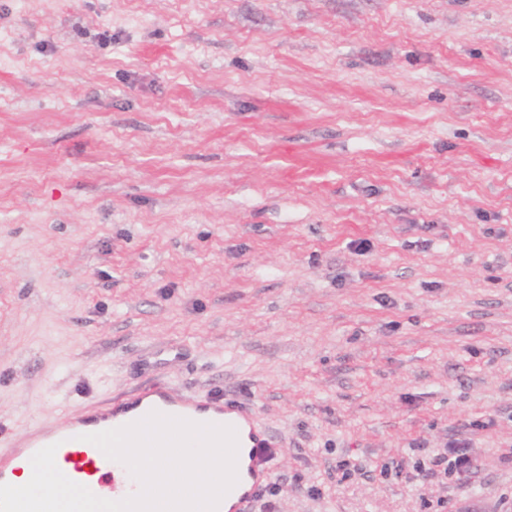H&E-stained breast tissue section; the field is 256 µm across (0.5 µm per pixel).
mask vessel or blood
Instances as JSON below:
<instances>
[{
  "label": "vessel or blood",
  "instance_id": "b4317fda",
  "mask_svg": "<svg viewBox=\"0 0 512 512\" xmlns=\"http://www.w3.org/2000/svg\"><path fill=\"white\" fill-rule=\"evenodd\" d=\"M154 411L195 423L247 430L249 442L239 446L237 457L245 461L250 483L244 490L233 489L228 493L233 500L228 512H247L254 497L271 481L273 468L267 451L275 446L272 437L258 423L253 411L241 403L220 396L203 400L177 398L161 382L137 390L119 409L87 413L66 427L51 432L32 429L20 446L10 448L6 453L0 452V484L12 483L16 472L15 458L35 454L53 444L57 447L56 465L62 467L70 480L93 488L96 496L118 501L136 494L139 488L125 465L117 461L103 464L100 450L94 444L87 442L77 449L73 443L78 436L116 429L121 423L136 422Z\"/></svg>",
  "mask_w": 512,
  "mask_h": 512
}]
</instances>
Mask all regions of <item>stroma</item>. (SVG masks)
I'll return each mask as SVG.
<instances>
[{
  "mask_svg": "<svg viewBox=\"0 0 512 512\" xmlns=\"http://www.w3.org/2000/svg\"><path fill=\"white\" fill-rule=\"evenodd\" d=\"M157 381L280 512H512V0H0V424ZM472 444L467 439L456 438L448 442L447 448H440L431 461L434 466L445 465L440 471L444 477L456 475L459 481L474 474L476 467Z\"/></svg>",
  "mask_w": 512,
  "mask_h": 512,
  "instance_id": "1",
  "label": "stroma"
}]
</instances>
